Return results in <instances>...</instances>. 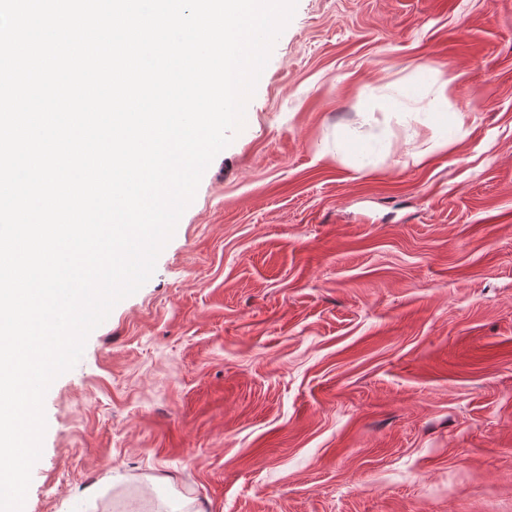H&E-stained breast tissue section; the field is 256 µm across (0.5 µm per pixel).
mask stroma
<instances>
[{
	"instance_id": "35a3bbf8",
	"label": "stroma",
	"mask_w": 512,
	"mask_h": 512,
	"mask_svg": "<svg viewBox=\"0 0 512 512\" xmlns=\"http://www.w3.org/2000/svg\"><path fill=\"white\" fill-rule=\"evenodd\" d=\"M246 113L24 512H512V0H298Z\"/></svg>"
}]
</instances>
